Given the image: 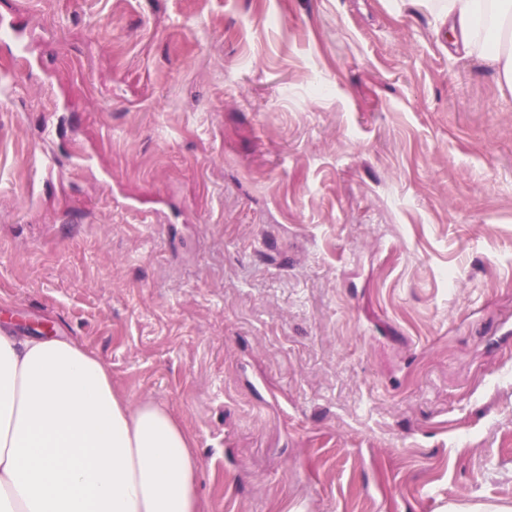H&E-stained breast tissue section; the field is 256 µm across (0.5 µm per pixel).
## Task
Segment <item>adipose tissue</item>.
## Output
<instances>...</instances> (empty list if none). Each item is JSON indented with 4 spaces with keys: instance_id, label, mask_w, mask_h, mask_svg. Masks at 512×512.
Listing matches in <instances>:
<instances>
[{
    "instance_id": "obj_1",
    "label": "adipose tissue",
    "mask_w": 512,
    "mask_h": 512,
    "mask_svg": "<svg viewBox=\"0 0 512 512\" xmlns=\"http://www.w3.org/2000/svg\"><path fill=\"white\" fill-rule=\"evenodd\" d=\"M512 92V0H418ZM196 439L63 335L0 325V512H205Z\"/></svg>"
}]
</instances>
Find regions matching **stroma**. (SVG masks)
<instances>
[{
	"instance_id": "stroma-1",
	"label": "stroma",
	"mask_w": 512,
	"mask_h": 512,
	"mask_svg": "<svg viewBox=\"0 0 512 512\" xmlns=\"http://www.w3.org/2000/svg\"><path fill=\"white\" fill-rule=\"evenodd\" d=\"M0 305L194 434L211 512L512 508V93L409 0H0ZM50 153L52 179L34 172Z\"/></svg>"
}]
</instances>
